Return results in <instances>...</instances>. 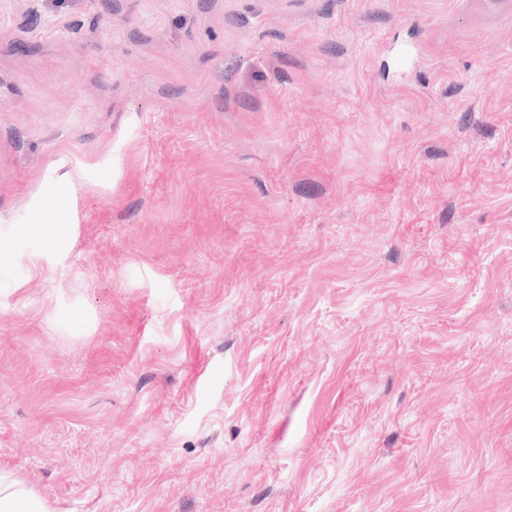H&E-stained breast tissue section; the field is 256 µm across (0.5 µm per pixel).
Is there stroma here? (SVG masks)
<instances>
[{
	"instance_id": "35a3bbf8",
	"label": "stroma",
	"mask_w": 512,
	"mask_h": 512,
	"mask_svg": "<svg viewBox=\"0 0 512 512\" xmlns=\"http://www.w3.org/2000/svg\"><path fill=\"white\" fill-rule=\"evenodd\" d=\"M0 465L512 512V0H0Z\"/></svg>"
}]
</instances>
